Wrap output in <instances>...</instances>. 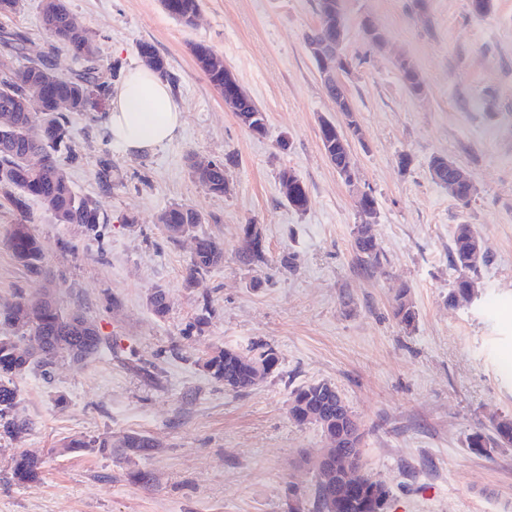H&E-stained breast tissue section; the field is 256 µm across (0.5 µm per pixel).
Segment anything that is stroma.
<instances>
[{
    "instance_id": "1",
    "label": "stroma",
    "mask_w": 512,
    "mask_h": 512,
    "mask_svg": "<svg viewBox=\"0 0 512 512\" xmlns=\"http://www.w3.org/2000/svg\"><path fill=\"white\" fill-rule=\"evenodd\" d=\"M316 5L202 0L187 27L160 0H68L103 64L137 65L138 43L156 48L184 122L163 147L132 156L108 138L102 113L73 115L77 156L57 158L107 223L87 238L29 200L45 245L42 278L0 243V304L53 287L64 312L84 316L103 339L84 364L17 378L33 426L20 439L0 438V512H288L292 483L301 512H317L309 460L325 440L316 426L295 423L288 404L293 389L319 381L334 384L360 422L366 471L391 491L388 512H512V445L488 455L468 446L492 418L512 416V0H495L483 18L470 0H426L422 10L416 0H344L350 69L341 79L362 129L351 142V186L320 140L321 120L345 117L304 45ZM367 21L383 43L367 39ZM0 27L25 33L35 51L49 42L40 0H22ZM197 42L223 55L266 112L264 134L225 109L191 52ZM401 56L418 71L422 96L406 89ZM194 155L223 162L228 194L195 179ZM436 156L473 176L469 204L432 179ZM106 160L108 187L98 180ZM284 169L305 182L306 211L282 199ZM359 189L376 200L378 266L354 246ZM177 203L202 213L197 234L224 243L223 263L192 281L193 238L170 240L158 221ZM249 222L263 234L264 258L253 263L238 252ZM460 224L481 238L486 258L473 300L454 308L449 250ZM404 286L416 311L409 329L395 316ZM158 288L169 304L162 318L147 305ZM257 344L274 349L278 364L248 391L226 390L202 366L222 348ZM133 431L153 439L149 454L66 448ZM20 451L42 456L40 481H11ZM139 471L151 484L132 482Z\"/></svg>"
}]
</instances>
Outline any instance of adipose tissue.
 Returning a JSON list of instances; mask_svg holds the SVG:
<instances>
[{"mask_svg": "<svg viewBox=\"0 0 512 512\" xmlns=\"http://www.w3.org/2000/svg\"><path fill=\"white\" fill-rule=\"evenodd\" d=\"M182 125L183 113L167 80L150 68L127 70L113 87L105 128L126 152L154 151L171 141Z\"/></svg>", "mask_w": 512, "mask_h": 512, "instance_id": "1", "label": "adipose tissue"}]
</instances>
